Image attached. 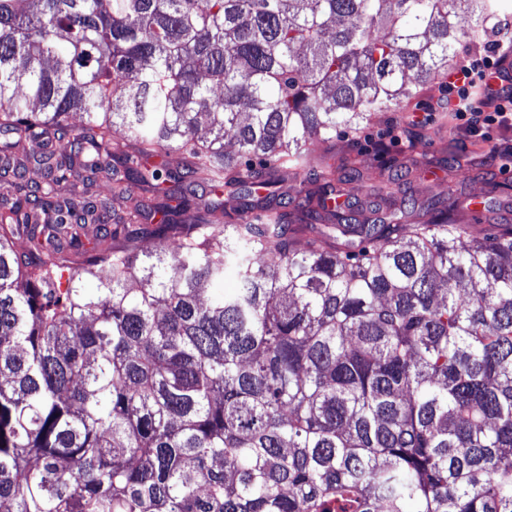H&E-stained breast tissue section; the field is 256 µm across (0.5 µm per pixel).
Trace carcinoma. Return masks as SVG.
Returning a JSON list of instances; mask_svg holds the SVG:
<instances>
[{
	"instance_id": "cac0c4a2",
	"label": "carcinoma",
	"mask_w": 512,
	"mask_h": 512,
	"mask_svg": "<svg viewBox=\"0 0 512 512\" xmlns=\"http://www.w3.org/2000/svg\"><path fill=\"white\" fill-rule=\"evenodd\" d=\"M510 21L0 0V512H512V224L354 220L336 160Z\"/></svg>"
}]
</instances>
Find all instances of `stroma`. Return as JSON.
<instances>
[{
    "label": "stroma",
    "mask_w": 512,
    "mask_h": 512,
    "mask_svg": "<svg viewBox=\"0 0 512 512\" xmlns=\"http://www.w3.org/2000/svg\"><path fill=\"white\" fill-rule=\"evenodd\" d=\"M447 96V84L435 82L419 95L409 111H393L392 123L367 125L355 135L337 134L339 155L360 154L364 157L359 176L345 186L352 208L360 216H369L372 202L380 199L384 186H387L383 166L373 155L374 146L387 140L391 125L428 121L438 127L439 136L430 142L417 143V152L440 155L443 138L451 136L461 149L480 150L482 168L464 175L438 166L413 171L406 180L391 187L394 199L411 196L424 204L434 199H451L465 208L464 221L470 234L476 237L492 232L494 225L512 224V168H507L501 157L502 152L512 149V130L494 128L487 135L471 136L462 131L460 121L452 114L427 113L429 104Z\"/></svg>",
    "instance_id": "1"
}]
</instances>
